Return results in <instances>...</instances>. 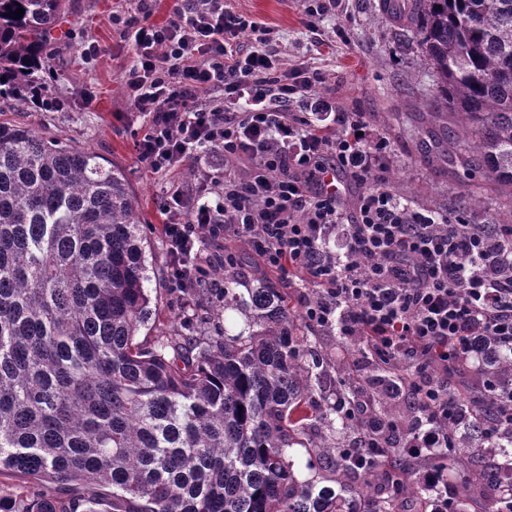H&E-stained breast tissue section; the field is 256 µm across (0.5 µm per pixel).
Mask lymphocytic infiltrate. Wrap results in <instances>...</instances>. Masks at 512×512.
Listing matches in <instances>:
<instances>
[{
  "label": "lymphocytic infiltrate",
  "instance_id": "lymphocytic-infiltrate-1",
  "mask_svg": "<svg viewBox=\"0 0 512 512\" xmlns=\"http://www.w3.org/2000/svg\"><path fill=\"white\" fill-rule=\"evenodd\" d=\"M173 20L151 22L150 0L113 14L134 64L126 81L145 120L136 151L153 173L220 165L223 177L173 185L162 226L172 292L222 288L239 238L283 276L318 288L307 323L355 336L412 377L411 405L434 421L407 448L448 452L452 388L477 345L512 351V225L417 207L394 192L387 137L364 140L362 113L322 95L321 72L286 66L273 29L229 0H174ZM356 184L353 204L328 176ZM342 246L330 250L334 231Z\"/></svg>",
  "mask_w": 512,
  "mask_h": 512
}]
</instances>
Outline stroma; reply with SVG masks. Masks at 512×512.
<instances>
[{
    "label": "stroma",
    "instance_id": "1",
    "mask_svg": "<svg viewBox=\"0 0 512 512\" xmlns=\"http://www.w3.org/2000/svg\"><path fill=\"white\" fill-rule=\"evenodd\" d=\"M231 5L273 28L277 48L288 62L319 67L325 74L323 92L335 95L344 110L362 113L371 134L388 137L389 177L397 194L420 207L467 213L478 224H512V195L467 177L463 152L453 145L452 124L434 112L433 81L414 36L382 18L378 0H341L336 9L316 16L310 28L301 0H232ZM134 6V0H66L46 47L51 93L63 100V108L45 112L27 104L4 117L92 149L125 170L141 232L155 259L151 285L160 331L191 327L214 335L223 324L211 309L184 316L183 300L167 286L161 210L172 179L151 173L137 156L135 141L143 119L125 94L133 52L109 22L112 11ZM316 32L325 39L324 47L315 46ZM86 40L97 41L104 50L92 64L81 58ZM471 193L481 203L468 208L462 198Z\"/></svg>",
    "mask_w": 512,
    "mask_h": 512
}]
</instances>
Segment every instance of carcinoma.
<instances>
[{"mask_svg": "<svg viewBox=\"0 0 512 512\" xmlns=\"http://www.w3.org/2000/svg\"><path fill=\"white\" fill-rule=\"evenodd\" d=\"M25 9L22 18L5 13ZM65 0H0V99L43 86L44 49ZM431 70L437 107L475 160L467 175L512 187V0H393ZM137 200L123 169L30 124L0 120V512H428L437 489L395 440L358 467L340 436L372 435L390 416L398 372L369 367L368 411L351 416L360 387L336 363V405L314 415L327 356L296 333L287 293L242 267L184 294L196 308L237 312L223 334H160ZM478 381L455 390L451 454L427 457L455 473L454 512H512V426L487 432L497 408L483 383L512 387V352L477 354ZM319 418L327 433L304 443ZM320 449L336 486L299 481L295 447ZM73 488L69 500L59 496Z\"/></svg>", "mask_w": 512, "mask_h": 512, "instance_id": "carcinoma-1", "label": "carcinoma"}]
</instances>
